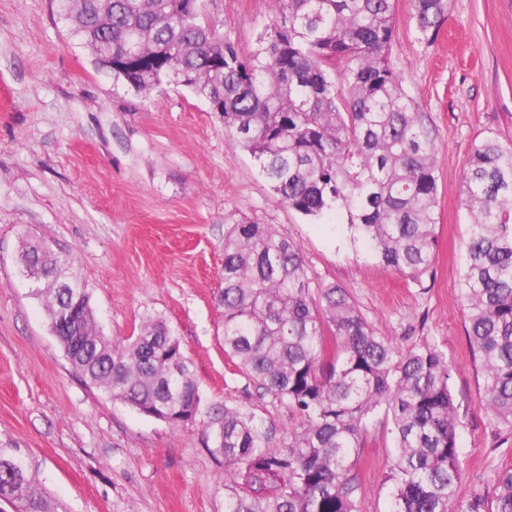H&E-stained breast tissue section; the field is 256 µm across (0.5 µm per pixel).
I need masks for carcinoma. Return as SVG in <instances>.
Here are the masks:
<instances>
[{
    "label": "carcinoma",
    "instance_id": "cac0c4a2",
    "mask_svg": "<svg viewBox=\"0 0 512 512\" xmlns=\"http://www.w3.org/2000/svg\"><path fill=\"white\" fill-rule=\"evenodd\" d=\"M97 55L124 56L123 80L149 95L188 87L222 115L231 148L251 153L288 208L314 220L343 211L382 266L415 281L436 258L435 145L391 60L394 0H271L272 19L243 53L201 20L199 0H54ZM429 39L448 0H413ZM342 89H337L336 80ZM470 217L460 293L484 377L485 408L512 438V145L488 138L462 175ZM22 263L54 283L41 291L72 369L139 413L179 427L201 398L190 358L161 317L123 341L95 326L73 259L27 244ZM225 356L295 421L286 446L242 408L209 416L224 458V512H355L353 455L369 429L395 442L388 512H448L458 491V405L447 354L405 353L363 317L346 289L311 288L299 245L267 224L224 235ZM76 304L75 316L62 309ZM494 512H512V467L495 476ZM0 500L16 512H56L19 448L0 447Z\"/></svg>",
    "mask_w": 512,
    "mask_h": 512
}]
</instances>
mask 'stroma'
Here are the masks:
<instances>
[{
  "label": "stroma",
  "instance_id": "obj_1",
  "mask_svg": "<svg viewBox=\"0 0 512 512\" xmlns=\"http://www.w3.org/2000/svg\"><path fill=\"white\" fill-rule=\"evenodd\" d=\"M391 57L436 144L437 252L420 280L384 268L354 242L345 214L289 209L193 91L136 92L72 37L52 0H0V446L21 449L58 512H224V460L205 424L226 405L272 425L285 405L234 372L221 341L224 232L268 224L300 246L313 284L347 289L400 351L437 345L453 367L460 484L449 512L492 505L512 445L483 401L460 296L468 224L461 177L473 146L512 144V0H448L434 40L412 0H395ZM220 34L249 52L271 20L268 0H204ZM44 238L73 258L102 332L123 339L166 319L194 365L201 412L180 427L86 383L50 332L18 254ZM391 439L371 431L354 467L357 512H387Z\"/></svg>",
  "mask_w": 512,
  "mask_h": 512
}]
</instances>
